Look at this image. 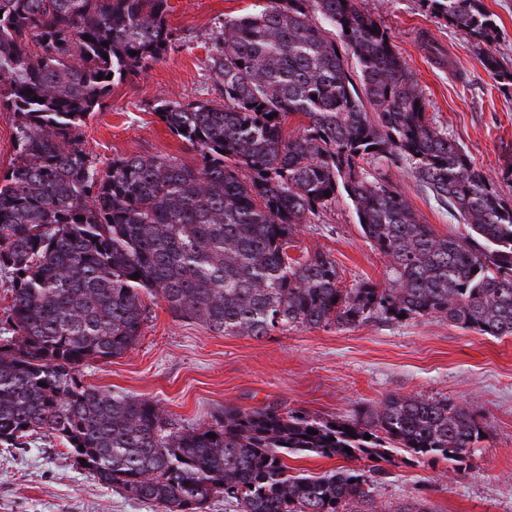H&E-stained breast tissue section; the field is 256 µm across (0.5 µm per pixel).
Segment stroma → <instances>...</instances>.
<instances>
[{
  "mask_svg": "<svg viewBox=\"0 0 512 512\" xmlns=\"http://www.w3.org/2000/svg\"><path fill=\"white\" fill-rule=\"evenodd\" d=\"M497 37L475 44L425 12L420 0H357L386 28L394 50L415 74L427 113L466 151L512 205V90L502 91L483 65L490 52L512 64V0H482ZM265 0H169L168 22L182 37L146 73L116 85L104 110L79 129L96 167L150 153L194 164L191 146L157 116L158 101L211 100L212 39L224 19L256 12ZM382 178L436 234L467 236L447 206L409 169L383 166ZM336 259L340 286L387 281L384 259L363 238L351 203L338 199L314 223L299 227L289 250ZM87 382L148 399L190 426L224 407H278L320 421L376 411L384 398L447 397L488 425L464 467L440 457L394 449L374 490L382 512L414 500L431 512H512V336L493 337L447 319H369L351 326L276 330L256 339L226 336L174 317L159 300L124 355L84 368ZM0 512H153L149 504L106 489L74 464L58 441L38 437L0 448Z\"/></svg>",
  "mask_w": 512,
  "mask_h": 512,
  "instance_id": "obj_1",
  "label": "stroma"
}]
</instances>
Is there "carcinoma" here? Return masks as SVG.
Masks as SVG:
<instances>
[{"label": "carcinoma", "mask_w": 512, "mask_h": 512, "mask_svg": "<svg viewBox=\"0 0 512 512\" xmlns=\"http://www.w3.org/2000/svg\"><path fill=\"white\" fill-rule=\"evenodd\" d=\"M267 2L215 35L218 99L158 106L196 165L143 155L102 171L78 130L114 81L180 43L168 0H0V105L17 118L16 157L0 175V272L12 292L0 320V445L53 438L104 487L158 512H205L218 496L237 512H378L379 466L291 475L287 457L377 462L392 447L462 464L487 424L448 398L393 395L351 421L230 407L187 428L82 373L136 343L146 294L178 318L253 338L402 315L512 335V206L432 126L388 31L356 0ZM420 2L479 44L496 38L481 0ZM484 66L512 86L494 54ZM295 115L305 122L286 130ZM375 162L409 168L471 234L436 235L367 170ZM340 196L388 284L346 291L330 255H288L295 228Z\"/></svg>", "instance_id": "1"}]
</instances>
